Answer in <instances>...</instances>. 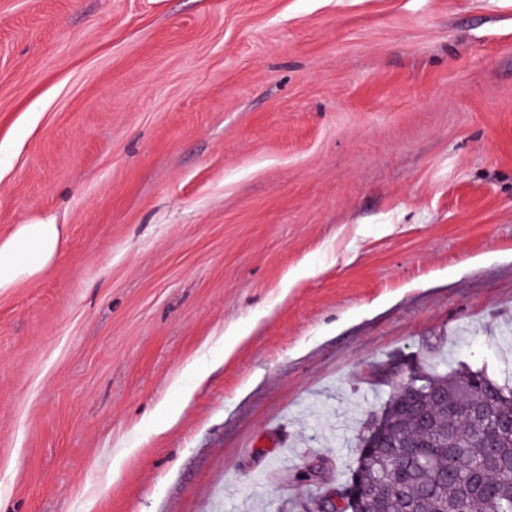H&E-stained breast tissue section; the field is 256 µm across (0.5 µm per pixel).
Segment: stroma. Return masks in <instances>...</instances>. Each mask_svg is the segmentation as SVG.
<instances>
[{"instance_id": "stroma-1", "label": "stroma", "mask_w": 512, "mask_h": 512, "mask_svg": "<svg viewBox=\"0 0 512 512\" xmlns=\"http://www.w3.org/2000/svg\"><path fill=\"white\" fill-rule=\"evenodd\" d=\"M37 221L0 512H324L373 367L512 382V0H0V240Z\"/></svg>"}]
</instances>
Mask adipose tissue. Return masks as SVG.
<instances>
[{"label":"adipose tissue","instance_id":"ef3b65f1","mask_svg":"<svg viewBox=\"0 0 512 512\" xmlns=\"http://www.w3.org/2000/svg\"><path fill=\"white\" fill-rule=\"evenodd\" d=\"M60 236L53 223L21 224L0 241V291L38 278L56 258Z\"/></svg>","mask_w":512,"mask_h":512}]
</instances>
